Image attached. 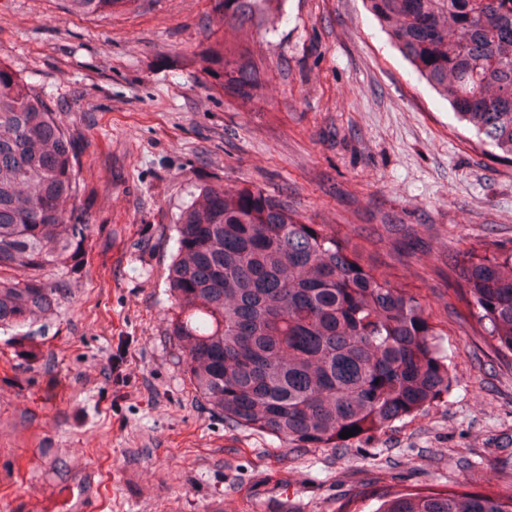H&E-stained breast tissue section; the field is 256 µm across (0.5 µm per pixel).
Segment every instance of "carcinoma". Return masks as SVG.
<instances>
[{
    "label": "carcinoma",
    "mask_w": 512,
    "mask_h": 512,
    "mask_svg": "<svg viewBox=\"0 0 512 512\" xmlns=\"http://www.w3.org/2000/svg\"><path fill=\"white\" fill-rule=\"evenodd\" d=\"M399 51L478 142L512 161V0H367ZM106 14L136 0H68ZM281 0H224V29L274 30ZM203 70L224 93L254 97L263 57L217 35ZM77 156L57 113L0 62V330L50 315L87 225ZM168 268L172 337L199 397L225 419L293 448L344 449L421 411L449 365L425 304L377 275L363 243L306 224L259 188L202 187L176 225ZM483 334L512 354V246L448 260ZM359 430H354V427ZM375 512H512V495L406 494Z\"/></svg>",
    "instance_id": "obj_1"
}]
</instances>
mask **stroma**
Segmentation results:
<instances>
[{
    "label": "stroma",
    "mask_w": 512,
    "mask_h": 512,
    "mask_svg": "<svg viewBox=\"0 0 512 512\" xmlns=\"http://www.w3.org/2000/svg\"><path fill=\"white\" fill-rule=\"evenodd\" d=\"M216 0L109 16L0 0V62L69 132L89 230L70 289L0 333V512H375L399 493H512V355L480 336L448 258L512 243V164L478 145L364 0H283L250 43L257 98L197 54ZM259 187L307 224L397 244L447 391L346 450L291 448L198 398L168 335L175 224L200 186Z\"/></svg>",
    "instance_id": "stroma-1"
}]
</instances>
